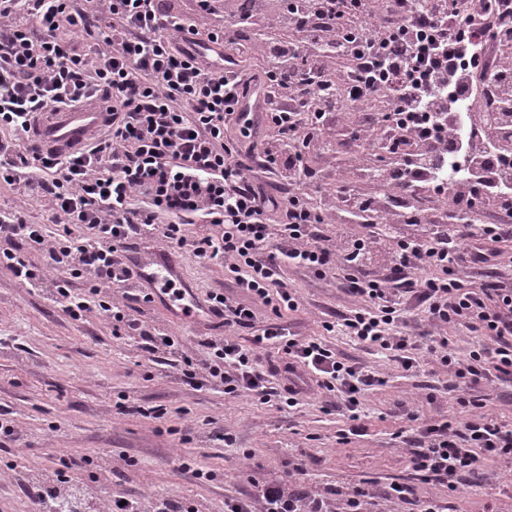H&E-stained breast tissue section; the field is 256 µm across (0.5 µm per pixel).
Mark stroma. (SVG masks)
<instances>
[{
    "mask_svg": "<svg viewBox=\"0 0 512 512\" xmlns=\"http://www.w3.org/2000/svg\"><path fill=\"white\" fill-rule=\"evenodd\" d=\"M357 119L340 122L332 151L313 148L310 166L321 156L342 165L355 192L379 194L378 182L361 171L352 142ZM284 277L300 299L281 327L329 345L349 364L374 372L383 385L360 398L359 423L365 432L339 441L349 413L341 397L309 382L295 407L264 404L250 394L225 396L212 384L195 389L179 378L176 357L153 356L137 340L112 333L95 320H71L45 294L20 285L0 269V414L12 420L18 441L0 443V512H31L30 491L64 459L81 452L84 468L71 471V490L87 512L97 500L127 498L151 512L156 499L170 498L197 512H224L230 499L252 498L258 486L296 481L303 493L342 503L352 487L368 488L378 512H417L426 498L448 500L451 512H512V470L497 467L472 476L457 492L435 483H415V498L386 504L395 481H414L410 441L415 432L403 412L414 410L419 425L444 419L465 421L469 409L457 402L451 377L425 349L432 332L422 305L405 297L402 335L415 342L418 365L404 370L390 353L346 335L336 323L357 302L339 278L285 268ZM132 317L177 336L183 352L201 355L202 340L223 335V327L181 325L159 304H133ZM334 323L326 331L324 322ZM477 392L484 413L512 427V377L490 371ZM162 407L159 419L134 413V406ZM235 441L225 446L221 433ZM302 474L289 477L288 467Z\"/></svg>",
    "mask_w": 512,
    "mask_h": 512,
    "instance_id": "stroma-1",
    "label": "stroma"
}]
</instances>
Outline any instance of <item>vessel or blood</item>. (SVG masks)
I'll return each mask as SVG.
<instances>
[{
    "instance_id": "obj_1",
    "label": "vessel or blood",
    "mask_w": 512,
    "mask_h": 512,
    "mask_svg": "<svg viewBox=\"0 0 512 512\" xmlns=\"http://www.w3.org/2000/svg\"><path fill=\"white\" fill-rule=\"evenodd\" d=\"M112 121L109 112L100 104L92 103L77 107L61 106L51 112L39 113L30 126L33 145L57 153H66L86 145L92 137ZM143 285L182 324L197 321L212 322L213 314L194 288L185 281L172 256L163 251L152 254L138 269Z\"/></svg>"
}]
</instances>
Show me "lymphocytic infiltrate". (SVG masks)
I'll use <instances>...</instances> for the list:
<instances>
[{
    "label": "lymphocytic infiltrate",
    "instance_id": "1",
    "mask_svg": "<svg viewBox=\"0 0 512 512\" xmlns=\"http://www.w3.org/2000/svg\"><path fill=\"white\" fill-rule=\"evenodd\" d=\"M194 2L188 25L179 0H0V129L27 134L33 113L98 95L112 114L108 135L66 154L0 141V183L47 201L61 224L52 233L0 210V268L46 289L70 319H108L116 335L172 355L177 338L127 313L130 302L152 301L136 286L134 249L150 240L169 254L224 265L233 292L213 289L206 298L228 334L206 341L204 358L183 357L181 373L187 384L209 382L265 404L297 405L303 374L343 394L353 413L361 392L379 382L319 339L261 323L260 312L276 320L299 308L287 265L319 276L341 271L343 287L364 304L344 318L345 332L392 351L403 369L417 364L396 331L404 296L423 304L436 326L488 336L491 346L465 363L453 360L447 338L427 346L450 369L461 406H471L487 369L512 376V279L466 283L457 274L498 268L499 245L512 239V161L492 142L512 136V114L500 108L512 92V64L492 69L485 61L512 38V9L498 0ZM78 34L96 40L93 55L78 51ZM214 44L261 57L263 73L247 77L211 57ZM345 112L361 117L353 141L366 169L379 173L385 208L349 188L334 203L314 201L319 178L304 151L328 141L332 119ZM381 143L396 157L382 167ZM431 181L444 192L424 194ZM477 206L489 223L466 233L449 223V212ZM365 209L379 236L323 233L341 213ZM198 220L208 231L187 236ZM411 224L425 233H404ZM33 251L42 265L31 263ZM380 251L385 272H364ZM242 332L255 344L276 340L289 376L283 388L272 386L255 344L239 341ZM498 464L512 467V428L493 416L418 430V481L453 492ZM257 498L262 512H330L323 497L273 482Z\"/></svg>",
    "mask_w": 512,
    "mask_h": 512
}]
</instances>
